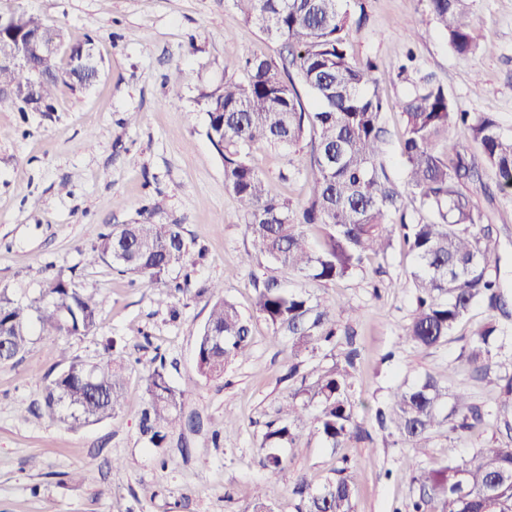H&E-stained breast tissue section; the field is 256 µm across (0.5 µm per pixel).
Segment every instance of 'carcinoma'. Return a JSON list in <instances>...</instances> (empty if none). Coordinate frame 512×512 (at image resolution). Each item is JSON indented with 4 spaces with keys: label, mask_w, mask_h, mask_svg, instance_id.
Returning a JSON list of instances; mask_svg holds the SVG:
<instances>
[{
    "label": "carcinoma",
    "mask_w": 512,
    "mask_h": 512,
    "mask_svg": "<svg viewBox=\"0 0 512 512\" xmlns=\"http://www.w3.org/2000/svg\"><path fill=\"white\" fill-rule=\"evenodd\" d=\"M352 0H234L244 19L272 40L282 42L280 60L252 55L241 62L245 76L203 95L208 124L206 136L224 163V184L247 219L252 253L270 257L282 267L314 280L332 282L351 276L369 255H386L394 232L402 235L413 254L414 309L405 340L424 348L448 340L458 322L479 301L506 308L502 286L490 268L497 263L485 244L490 224L463 192L467 183L483 184L474 156L449 137L451 129L466 128L493 171L497 188L512 191V135L488 114L465 112L447 90L428 77L421 79L400 102L404 116L401 157L408 194L432 213L416 219L397 204V195L379 163L386 144L381 114L388 103L377 91L378 67L358 63L349 52L348 32L355 22ZM475 0H427L430 15L460 56L476 53L473 36ZM41 33L58 48L52 59L37 53L22 67L0 65V110L51 112L59 84L86 88L98 77L89 66L92 40L67 42L62 29L50 27L24 9L3 15L0 41L25 39ZM40 77L38 95L26 87ZM316 100L305 107L299 87ZM311 145V195L300 212L288 201L268 194L265 183L243 148L265 142L272 146ZM322 234L309 241L306 227ZM124 251L114 266L146 288L165 282L169 271L186 264L187 243L180 224H112L98 235L87 252L89 262L111 263L112 251ZM221 284L208 287L212 296L207 320L196 341L198 373L218 377L230 359L250 354L249 320L234 303L221 296ZM255 309L274 332L292 337L294 355L331 345L338 333L334 308L308 294L283 289L273 277L255 287ZM101 301L62 274L46 282L39 295L17 303L0 292V329L10 333L0 362L15 359L32 343L35 332L86 335L98 326ZM356 354L344 364L317 375L312 385L288 396L277 418L266 425L261 447L267 449L269 487L260 489L251 512H270L268 488L288 469L279 449L294 443L313 424L332 448H341L357 429L358 404L352 400ZM469 370L494 382L482 348L467 358ZM128 364L109 354L97 362L73 358L44 387L31 414L40 418L86 424L110 418L123 398ZM195 383L175 386L165 358L157 356L145 378L147 400L140 414L142 433L163 447L168 434L190 424L182 413ZM318 413L310 416L311 404ZM382 429L416 447L448 423L456 432L482 420L480 409L464 392H450L432 376L412 386L394 388L386 403L375 409ZM416 495L409 512H512V448H479L468 459L448 449V460L414 476ZM294 493L301 512H354V488L344 477L319 486L297 479Z\"/></svg>",
    "instance_id": "obj_1"
}]
</instances>
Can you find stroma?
Listing matches in <instances>:
<instances>
[{
  "label": "stroma",
  "instance_id": "1",
  "mask_svg": "<svg viewBox=\"0 0 512 512\" xmlns=\"http://www.w3.org/2000/svg\"><path fill=\"white\" fill-rule=\"evenodd\" d=\"M360 25L349 31L354 60L375 61L378 86L391 108L383 115L389 143L381 162L404 191L400 156L404 117L399 102L413 82L430 76L467 112L493 115L512 134V0H476V54L461 57L429 14L426 0H362ZM24 8L62 27L69 42L92 40L100 62L86 89L59 86L50 112H0V291L16 301L37 296L57 273L102 300L97 329L84 336L43 334L17 359L0 363V512H249L266 484L260 441L280 403L299 387L290 377L343 363L354 346L353 398L375 404L391 389L424 374L449 390H466L482 421L459 433L438 428L419 447L415 467L435 468L449 452L512 443L497 420L512 401L466 367L475 333L494 325L495 373L512 377V195L499 192L491 169L483 187L465 191L492 224L490 247L499 260L508 305L476 303L446 343L424 349L403 338L410 321L413 256L393 240L383 259L365 260L352 277L325 283L255 256L245 220L224 185V164L206 137L203 93L242 80L237 61L250 54L278 58L281 45L247 24L233 0H0V13ZM272 195L300 207L312 181L310 146H247ZM183 225L187 270L141 288L85 253L103 225L140 219ZM190 277L187 292L173 286ZM276 277L336 307L344 334L335 349L294 358L289 336L274 334L253 308L254 282ZM222 284L225 299L252 324L248 358L229 361L221 376L199 377L196 340L209 311L206 286ZM355 319H347L346 309ZM121 340L135 364L121 411L72 426L38 419L30 410L46 384L71 358L100 360L106 338ZM164 356L173 385L195 381L183 413L197 425L171 435L160 468L139 428L143 374ZM344 447H328L304 430L283 449L288 469L271 497L273 512H298V478L315 485L345 475L355 512H404L416 494L406 449L380 431L373 412ZM120 468H113V460ZM83 470L74 483L70 473Z\"/></svg>",
  "mask_w": 512,
  "mask_h": 512
}]
</instances>
